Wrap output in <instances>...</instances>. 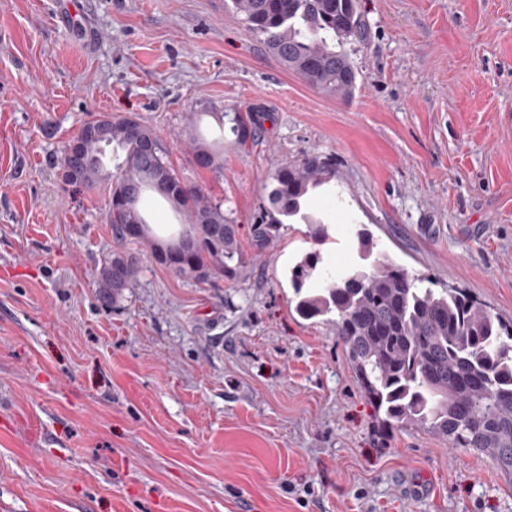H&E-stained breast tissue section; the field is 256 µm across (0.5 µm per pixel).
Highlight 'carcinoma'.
Returning <instances> with one entry per match:
<instances>
[{
  "label": "carcinoma",
  "instance_id": "cac0c4a2",
  "mask_svg": "<svg viewBox=\"0 0 512 512\" xmlns=\"http://www.w3.org/2000/svg\"><path fill=\"white\" fill-rule=\"evenodd\" d=\"M232 10L290 72L330 96L347 97L356 74L340 46L363 38L358 0H232ZM236 143L254 139L253 112L234 113ZM188 139L197 165L224 169V147L194 133ZM88 162L73 183L92 187L112 165L106 218L117 248L97 277L98 299L115 306L141 271L140 247L181 280L233 283L243 269V248L262 258L287 221L309 228L316 248L290 271L304 319L330 326L343 345L355 380L372 405L378 426L412 424L448 438L451 448L488 454L512 481V327L461 289L421 288L388 255L358 233L366 264L334 274L319 267L329 227L306 211L309 193L336 180V163L305 155L269 175L267 203L244 227L214 201L178 177L158 138L134 115H107L104 131L87 139ZM163 199L182 219L168 236L154 234L143 210L145 195ZM312 281L321 288H308Z\"/></svg>",
  "mask_w": 512,
  "mask_h": 512
}]
</instances>
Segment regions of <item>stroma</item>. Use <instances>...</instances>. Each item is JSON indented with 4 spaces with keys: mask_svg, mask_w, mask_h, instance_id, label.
Masks as SVG:
<instances>
[{
    "mask_svg": "<svg viewBox=\"0 0 512 512\" xmlns=\"http://www.w3.org/2000/svg\"><path fill=\"white\" fill-rule=\"evenodd\" d=\"M81 2L69 19L0 0V512H512L489 456L378 432L334 331L295 311L306 225L231 284L143 259L107 308L108 196L61 162L84 121L130 113L248 224L271 172L331 156L333 193L307 201L326 264L357 265L364 228L512 325V0H362L345 98L287 71L230 0ZM249 110L240 146L215 115ZM189 130L223 139V172ZM188 139L197 165L213 171L224 170L223 139L222 146L219 145L220 142H208L193 132L188 134Z\"/></svg>",
    "mask_w": 512,
    "mask_h": 512,
    "instance_id": "obj_1",
    "label": "stroma"
}]
</instances>
